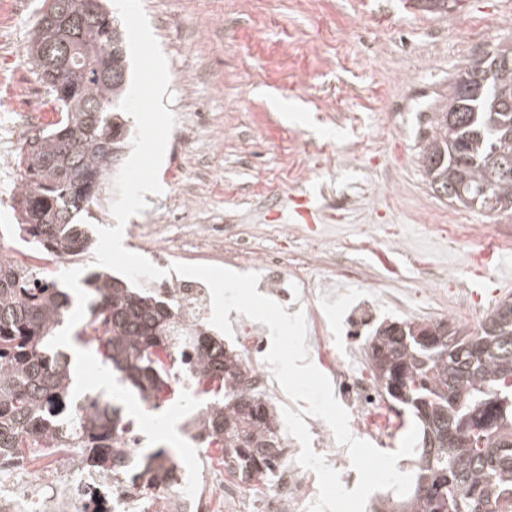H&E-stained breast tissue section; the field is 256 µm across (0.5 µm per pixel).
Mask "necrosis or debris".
Segmentation results:
<instances>
[{"mask_svg":"<svg viewBox=\"0 0 512 512\" xmlns=\"http://www.w3.org/2000/svg\"><path fill=\"white\" fill-rule=\"evenodd\" d=\"M235 257L240 266L257 271L259 287L275 294L287 313L298 312L301 299L314 290L309 269H289L283 253H259L241 245ZM313 324L308 341L336 381L342 403L352 412L355 428L372 436L380 433L390 420V408L366 370L360 332L348 331L349 354L344 357L337 353L335 336L328 325L318 317ZM265 349L263 329L247 325L242 341L244 365L255 379L256 390L276 402L281 394L261 365ZM305 422L327 465L342 474L348 486H356L358 474L343 450L336 448L331 429L315 417H306ZM251 490L266 502L268 512H308L318 495V477L291 457L283 461L273 478L255 482ZM130 505L129 492L120 480L111 473L86 468L72 452L60 461L0 471V512H129Z\"/></svg>","mask_w":512,"mask_h":512,"instance_id":"obj_1","label":"necrosis or debris"}]
</instances>
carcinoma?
Masks as SVG:
<instances>
[{"mask_svg": "<svg viewBox=\"0 0 512 512\" xmlns=\"http://www.w3.org/2000/svg\"><path fill=\"white\" fill-rule=\"evenodd\" d=\"M425 13H446L456 0H416ZM30 65L50 93L55 120L25 139L18 156L25 189L15 200L18 238L28 257L56 261L91 251L94 240L75 217L88 212L100 187L129 148L116 103L127 90L124 33L102 0H44L26 49ZM512 158V48L488 59L467 60L448 85V102L434 113L418 163L430 188L462 208L488 206L512 214V175L498 177L490 197L478 188L500 163ZM88 308L73 334L76 345L93 346L105 368L123 379L153 409L169 401L180 383L205 400L190 423L192 438L218 448L224 467L244 488L269 478L280 463L279 437L267 401L249 386L239 355L210 336L206 326L181 324L163 290L131 288L105 270L83 279ZM505 298L480 325L485 345L474 352L473 333L454 321L433 326L451 331L458 343L422 348L404 322L406 340L375 334L369 359L385 348L387 366L372 364L387 399L409 410L421 436L413 483L406 498L390 502L396 512H497L512 499V307ZM73 297L53 271L27 262H0V464L61 450L79 452L87 464L124 479L141 512L162 492L177 489L176 452L158 448L130 460L131 448L114 434L132 433L122 408L99 395L78 398L76 366L56 349V330ZM408 375V397L391 391L392 369ZM485 441L451 434L481 428Z\"/></svg>", "mask_w": 512, "mask_h": 512, "instance_id": "carcinoma-1", "label": "carcinoma"}]
</instances>
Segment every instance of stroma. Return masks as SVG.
<instances>
[{"instance_id":"obj_1","label":"stroma","mask_w":512,"mask_h":512,"mask_svg":"<svg viewBox=\"0 0 512 512\" xmlns=\"http://www.w3.org/2000/svg\"><path fill=\"white\" fill-rule=\"evenodd\" d=\"M42 0L24 11L0 0V127L29 109L27 89L48 100L26 47ZM151 30L168 62L162 99L177 111L191 98L195 147H168L159 170L162 193L146 194V210L131 217L123 244L138 252L135 236L173 251L176 263L235 269L231 251L201 252L194 230L219 224L262 250L303 255L308 237L326 240L316 277L345 267L362 269L341 295L319 310L345 340L344 322L365 292L380 287L384 271L360 249L374 234L383 253L404 271L403 288L419 291L422 259L433 268L439 309L472 289L475 315L485 317L512 297V215L455 209L436 197L417 163L434 112L461 64L475 52L512 41V0H458L448 13L426 15L406 0H142ZM310 199L314 223L297 219ZM276 224L286 238L271 235ZM489 230L501 249L486 251L474 236ZM124 414L145 447L177 449L184 489L221 494L205 450L181 427L193 407L189 391L152 410L133 396Z\"/></svg>"}]
</instances>
